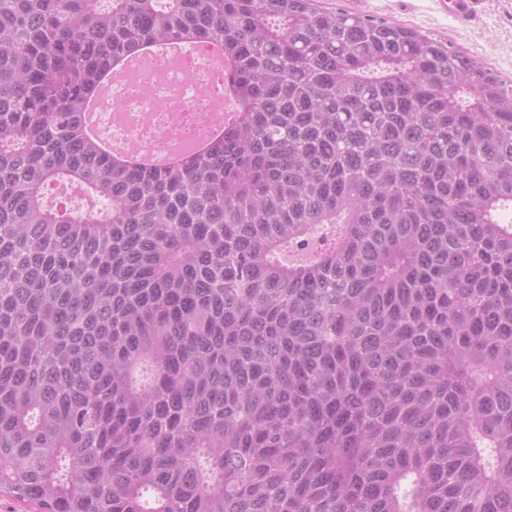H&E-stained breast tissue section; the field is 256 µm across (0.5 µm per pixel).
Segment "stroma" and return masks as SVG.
Here are the masks:
<instances>
[{
	"label": "stroma",
	"mask_w": 512,
	"mask_h": 512,
	"mask_svg": "<svg viewBox=\"0 0 512 512\" xmlns=\"http://www.w3.org/2000/svg\"><path fill=\"white\" fill-rule=\"evenodd\" d=\"M319 4L328 10L386 18L420 29L512 81V0H478L467 23L443 10L438 0H319Z\"/></svg>",
	"instance_id": "1"
}]
</instances>
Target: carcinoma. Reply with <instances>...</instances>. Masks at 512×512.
<instances>
[{
  "instance_id": "obj_1",
  "label": "carcinoma",
  "mask_w": 512,
  "mask_h": 512,
  "mask_svg": "<svg viewBox=\"0 0 512 512\" xmlns=\"http://www.w3.org/2000/svg\"><path fill=\"white\" fill-rule=\"evenodd\" d=\"M185 40L233 121L116 159L100 81ZM0 495L512 512V85L316 0H0Z\"/></svg>"
}]
</instances>
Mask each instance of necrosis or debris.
Returning <instances> with one entry per match:
<instances>
[{"label": "necrosis or debris", "mask_w": 512, "mask_h": 512, "mask_svg": "<svg viewBox=\"0 0 512 512\" xmlns=\"http://www.w3.org/2000/svg\"><path fill=\"white\" fill-rule=\"evenodd\" d=\"M223 82L200 44L176 61L142 59L137 71L115 81L101 113L113 137L142 152L160 153L172 143L207 136Z\"/></svg>", "instance_id": "obj_1"}]
</instances>
